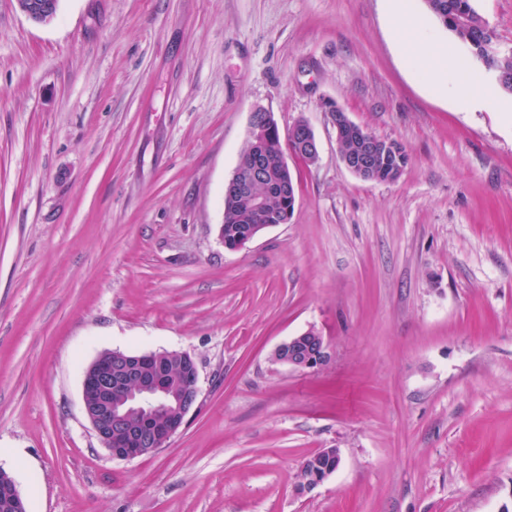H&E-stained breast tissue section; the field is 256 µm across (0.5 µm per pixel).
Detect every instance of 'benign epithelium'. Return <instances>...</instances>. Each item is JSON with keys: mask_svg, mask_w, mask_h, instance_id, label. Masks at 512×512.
<instances>
[{"mask_svg": "<svg viewBox=\"0 0 512 512\" xmlns=\"http://www.w3.org/2000/svg\"><path fill=\"white\" fill-rule=\"evenodd\" d=\"M19 9L35 23L53 18L52 0H17ZM336 142L342 143L346 133L359 140V152L341 154L345 167L362 180H376L375 163L399 154L398 146L373 136L354 123L347 112L334 113ZM281 139L272 113L258 106L251 115L246 139L247 150L240 152L237 164L224 184V196L241 197L261 213L265 198L254 192L261 182L267 194L278 195L289 207L273 217L277 224H286L296 203V184L289 174L286 154L278 153L279 177L271 174L267 164L269 145ZM287 141L291 153L313 161L318 160L320 145L311 124L299 119L288 127ZM328 342L315 328L293 336L274 351V360L293 369L306 370L321 366L326 358ZM177 356L187 371V379L172 387L162 368L164 359ZM199 397L198 367L189 354L158 351L131 354L121 350L101 352L87 367L83 378V409L95 435L112 456L134 459L163 447L181 429L186 414ZM341 462L335 448H324L305 459L307 472L299 480L298 490L313 491L338 468ZM0 500L10 512H26L25 503L14 478L0 469Z\"/></svg>", "mask_w": 512, "mask_h": 512, "instance_id": "obj_1", "label": "benign epithelium"}]
</instances>
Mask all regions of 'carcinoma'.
Here are the masks:
<instances>
[{
    "instance_id": "carcinoma-1",
    "label": "carcinoma",
    "mask_w": 512,
    "mask_h": 512,
    "mask_svg": "<svg viewBox=\"0 0 512 512\" xmlns=\"http://www.w3.org/2000/svg\"><path fill=\"white\" fill-rule=\"evenodd\" d=\"M429 12L446 28L462 47L463 60L480 61L489 72L499 75V87L512 93V54H494L486 50V44H496V34L483 16L476 10L473 0H425ZM261 222L259 215L239 204H224L222 234L228 243L252 230Z\"/></svg>"
}]
</instances>
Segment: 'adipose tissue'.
Masks as SVG:
<instances>
[{"label":"adipose tissue","mask_w":512,"mask_h":512,"mask_svg":"<svg viewBox=\"0 0 512 512\" xmlns=\"http://www.w3.org/2000/svg\"><path fill=\"white\" fill-rule=\"evenodd\" d=\"M398 16L396 39L403 52L413 61L418 62L432 87L439 93H453L469 107L476 108L481 104L478 95L479 86L472 80L450 83L449 78L456 72L446 51L424 38L423 30L426 21L421 16L407 10L401 0L394 5Z\"/></svg>","instance_id":"1"}]
</instances>
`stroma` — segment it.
I'll list each match as a JSON object with an SVG mask.
<instances>
[{
  "label": "stroma",
  "mask_w": 512,
  "mask_h": 512,
  "mask_svg": "<svg viewBox=\"0 0 512 512\" xmlns=\"http://www.w3.org/2000/svg\"><path fill=\"white\" fill-rule=\"evenodd\" d=\"M391 0H0V469L27 512H512V93L467 109L400 53ZM409 161L343 164L332 106ZM310 122L288 223L230 250L255 107ZM318 329L320 367L274 362ZM178 351L196 407L112 457L103 351ZM338 449L313 492L303 460ZM53 0H17L19 9L35 23H47L52 20ZM319 455L328 457L331 463L324 471H320L318 469L316 458H318ZM340 462L341 458L339 452L335 448H324L306 458L302 464L299 478L303 476L304 472L302 470L307 472V476L306 478L299 480L297 485L300 493L311 492L321 485L339 468Z\"/></svg>",
  "instance_id": "1"
}]
</instances>
